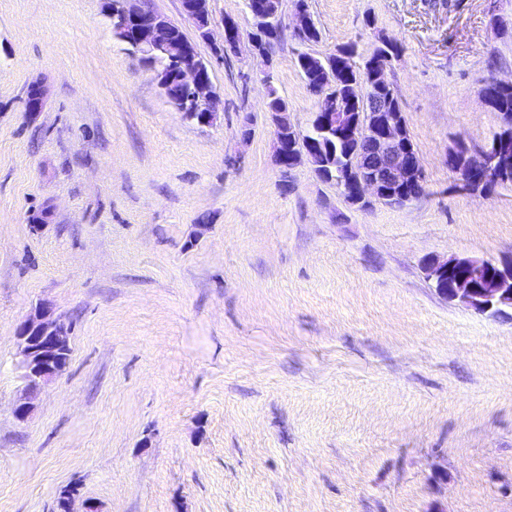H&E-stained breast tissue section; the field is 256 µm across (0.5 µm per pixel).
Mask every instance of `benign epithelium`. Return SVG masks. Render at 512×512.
I'll return each mask as SVG.
<instances>
[{
    "mask_svg": "<svg viewBox=\"0 0 512 512\" xmlns=\"http://www.w3.org/2000/svg\"><path fill=\"white\" fill-rule=\"evenodd\" d=\"M279 4L280 0H255L251 4L249 15L253 31L247 38L235 20H224V49L237 52L246 42L253 54L266 57L268 44L276 41L282 33ZM182 9L200 37L209 38L212 21L200 17L196 2L182 0ZM107 11L113 30L127 34L130 46L154 67L155 78L168 102L177 105L178 99L172 90L176 86L185 87L203 103V111L195 113L197 122L211 123L216 116L217 103L212 78L172 39L165 21L147 13L139 0H117L115 3L109 0ZM314 30L311 14L302 6L297 8L293 18V33L297 40L306 42ZM160 58L176 62L175 68L157 67L156 60ZM360 72L363 77L368 75L388 83V67L383 64L365 61ZM491 85L508 88L512 86V80L493 75L484 82L481 97L490 109L493 108L494 96L487 87ZM30 90L26 111L36 114L44 108L46 91L38 84L30 85ZM312 125L355 143L350 155L348 180L346 186L340 188V194L347 198V202L368 210L377 204L409 203L421 197L417 153L408 137L404 113L396 106L380 100L364 113L360 123L349 125L343 119V113L336 111L333 100L325 97L319 100ZM511 153L512 141L505 137L488 141L476 149L459 142L448 153V159L463 156L466 165L460 184L482 188L492 178L494 161ZM275 157L279 167L285 171L307 164L315 173H322L318 168L315 143L301 131L297 132V142L290 146L275 142ZM425 271L435 292L448 301H456L478 314L499 315L512 310V265L450 256L445 260L427 261ZM69 331L68 325L53 317L50 310L42 305L19 325L18 367L23 373L25 386L23 402L14 408L16 418L25 419L30 412V399L65 370L61 354L68 348Z\"/></svg>",
    "mask_w": 512,
    "mask_h": 512,
    "instance_id": "benign-epithelium-1",
    "label": "benign epithelium"
}]
</instances>
